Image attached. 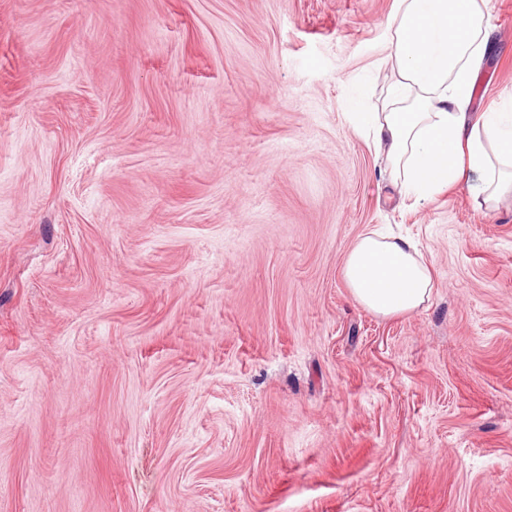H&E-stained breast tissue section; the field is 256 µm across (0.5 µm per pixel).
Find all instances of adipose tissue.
Instances as JSON below:
<instances>
[{
    "label": "adipose tissue",
    "mask_w": 512,
    "mask_h": 512,
    "mask_svg": "<svg viewBox=\"0 0 512 512\" xmlns=\"http://www.w3.org/2000/svg\"><path fill=\"white\" fill-rule=\"evenodd\" d=\"M488 46L487 0H395L391 79L367 121L400 195L428 198L469 172L485 201L512 195V104L470 110ZM343 276L354 300L384 318L419 310L433 292L414 244L378 231L356 240Z\"/></svg>",
    "instance_id": "adipose-tissue-1"
}]
</instances>
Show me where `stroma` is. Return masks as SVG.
<instances>
[{
    "instance_id": "1",
    "label": "stroma",
    "mask_w": 512,
    "mask_h": 512,
    "mask_svg": "<svg viewBox=\"0 0 512 512\" xmlns=\"http://www.w3.org/2000/svg\"><path fill=\"white\" fill-rule=\"evenodd\" d=\"M393 3L0 0V512H512V197L391 196ZM385 225L394 318L342 271ZM343 276L354 300L384 318L419 310L434 287L431 270L411 241L372 230L349 249Z\"/></svg>"
}]
</instances>
